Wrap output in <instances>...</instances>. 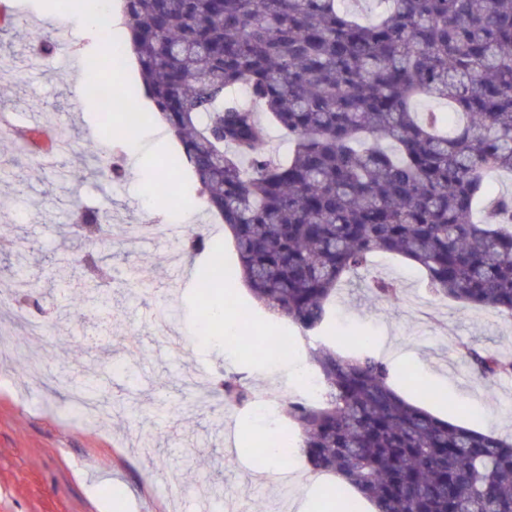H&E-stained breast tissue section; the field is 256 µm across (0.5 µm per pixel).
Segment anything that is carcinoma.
<instances>
[{
  "instance_id": "cac0c4a2",
  "label": "carcinoma",
  "mask_w": 512,
  "mask_h": 512,
  "mask_svg": "<svg viewBox=\"0 0 512 512\" xmlns=\"http://www.w3.org/2000/svg\"><path fill=\"white\" fill-rule=\"evenodd\" d=\"M341 2L124 0L127 38L86 85L136 57L147 121L182 145L254 299L300 334L327 322L337 287L375 252L419 265L439 296L512 317V195L486 189L491 172L512 173V0H379L373 22ZM54 4L93 13L88 0ZM425 99L455 126L418 109ZM271 124L291 155L268 154ZM110 224L89 212L81 228ZM186 238L221 262L202 228ZM371 288L399 300L388 281ZM351 344L312 351L323 393L286 401L278 433L312 472L354 489L341 512H512V442L407 402L369 339ZM465 356L486 378L512 371L486 350ZM71 385L98 403L90 372ZM212 386L227 408L251 399L232 372Z\"/></svg>"
}]
</instances>
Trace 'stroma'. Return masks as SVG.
Listing matches in <instances>:
<instances>
[{"mask_svg":"<svg viewBox=\"0 0 512 512\" xmlns=\"http://www.w3.org/2000/svg\"><path fill=\"white\" fill-rule=\"evenodd\" d=\"M14 27L0 30V115L25 125L38 116L45 128L67 126L70 142L53 162L34 156L12 135H0V224L13 225L0 241V279L19 278L33 296L0 308L17 346L43 360L41 384H31L9 357H0V512H103L113 488L125 494L122 512H326L324 488L335 476L314 474L297 453L288 456L286 483H261L262 467L247 436L261 431L250 408L196 409L186 375L219 376L250 367L253 390L296 378L303 362H286L287 376L255 359L251 339L225 343L223 332L205 335L199 316L206 254L185 239L157 232L141 239L148 218L190 228L204 226L224 250L220 296L250 310L253 324L280 335L284 321L261 307L237 280L232 237L209 213L194 176L179 165L166 196L152 190L179 147L161 123L142 127L133 145L104 140L95 104L81 105L77 74L57 69L54 50L41 47L57 16L44 0H9ZM106 153L132 159L121 180L94 174ZM111 215L105 244H92L72 225L75 210ZM65 251L83 275L86 253L103 256V274L84 299L63 288L54 255ZM394 282L400 300L377 299L373 279ZM178 316L159 323L160 306ZM324 329L302 340L303 349L333 336L374 337V350L391 369L394 388L411 401L433 388L447 401L432 405L479 431L512 436V374L493 385L464 362L468 344L512 355V319L491 310L465 308L434 296L425 275L393 254H374L329 303ZM102 366L103 394L112 404L95 427L72 408L65 378Z\"/></svg>","mask_w":512,"mask_h":512,"instance_id":"35a3bbf8","label":"stroma"}]
</instances>
